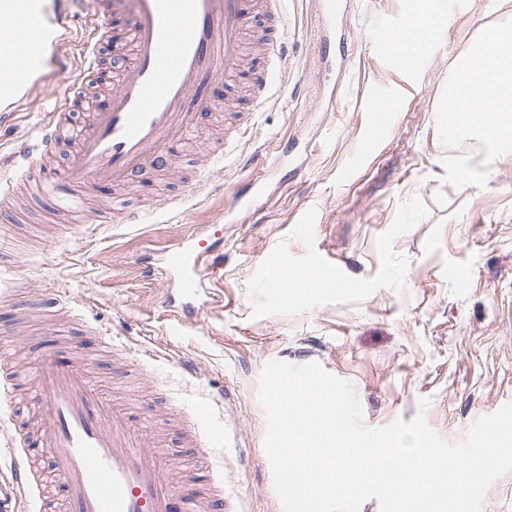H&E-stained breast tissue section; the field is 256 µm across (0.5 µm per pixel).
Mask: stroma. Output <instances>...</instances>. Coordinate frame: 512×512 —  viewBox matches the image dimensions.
<instances>
[{
  "instance_id": "1",
  "label": "stroma",
  "mask_w": 512,
  "mask_h": 512,
  "mask_svg": "<svg viewBox=\"0 0 512 512\" xmlns=\"http://www.w3.org/2000/svg\"><path fill=\"white\" fill-rule=\"evenodd\" d=\"M288 59L279 92L250 127L220 187L195 182L197 156L220 112L203 115L176 165L132 177L125 202L153 208L146 224L57 220L35 201L25 224L0 223L16 257L0 267V327L26 308L34 282L79 308L72 337L94 348L97 385L122 391L143 422L165 431L171 458L186 457L182 420L194 401L222 399L225 505L280 512L258 399L265 365L320 363L352 384L370 428L424 414L454 441L479 417L512 402V153L476 140L456 152L448 91L458 62L484 29L512 28V0H461L407 71L384 49L377 18L411 21L414 0H287ZM64 89L45 78L0 125V172L14 147L35 140ZM398 95L401 110L370 157L367 128L382 117L373 98ZM470 184L456 178L460 169ZM179 209L158 211L161 196ZM190 241L224 257L221 279L197 297L201 319H175L178 280H141L135 259L159 264L163 247ZM320 260L324 285L285 299L272 269ZM113 349H105V339ZM49 335L0 345V380L27 381ZM427 408H420V400Z\"/></svg>"
}]
</instances>
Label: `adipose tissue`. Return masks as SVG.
I'll use <instances>...</instances> for the list:
<instances>
[{"label":"adipose tissue","instance_id":"1","mask_svg":"<svg viewBox=\"0 0 512 512\" xmlns=\"http://www.w3.org/2000/svg\"><path fill=\"white\" fill-rule=\"evenodd\" d=\"M473 57L482 71L472 80L470 65H462L460 79L449 91L452 110L460 120L453 133L480 132L494 148L512 145V31L491 28L484 32Z\"/></svg>","mask_w":512,"mask_h":512}]
</instances>
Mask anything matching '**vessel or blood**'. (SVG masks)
I'll return each mask as SVG.
<instances>
[{
  "instance_id": "b4317fda",
  "label": "vessel or blood",
  "mask_w": 512,
  "mask_h": 512,
  "mask_svg": "<svg viewBox=\"0 0 512 512\" xmlns=\"http://www.w3.org/2000/svg\"><path fill=\"white\" fill-rule=\"evenodd\" d=\"M78 0H0V25L9 39L0 45V104L13 110L22 93L47 74L71 79L72 85L53 119L35 143H21L11 163L20 178L36 184V192L57 209L70 213L84 208L83 190L99 184L123 185L143 168L169 165L175 146L194 126L202 111L220 104L224 76L241 61L246 0H95L103 23H120L130 57L118 79L107 89L105 109L91 113L81 131L80 147L62 169L46 167L58 150L67 116L77 96L98 88L101 77L98 45L83 43L84 66L70 74L62 48L73 39L67 18ZM282 0H264L268 35L260 44L264 55L285 61V19ZM406 25L384 29L386 46L401 45L404 64L416 68L422 55L405 41ZM272 71L256 74L251 87L254 107L275 94ZM252 113H239L223 141L209 146L202 171L224 174L228 155L236 152ZM222 262L209 250L182 245L162 250L161 267L143 265L152 278L162 271L179 278V316L200 318L196 303L203 277H218ZM83 342L44 348L38 355L37 389L40 413L33 434L22 435L12 448L11 487L21 501L42 502L45 481L34 458L39 450L52 457L63 479L58 512H224V469L214 452L224 445V428L211 415L214 403L199 402L186 436L198 465L208 468L211 483L194 499L181 496L180 484L190 470H163L166 450L140 429L133 408L118 409L90 383L79 363Z\"/></svg>"
}]
</instances>
